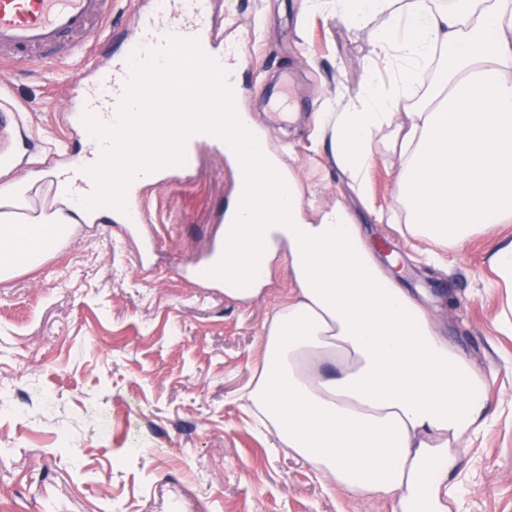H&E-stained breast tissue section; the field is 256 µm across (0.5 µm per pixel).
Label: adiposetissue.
<instances>
[{"instance_id": "1", "label": "adipose tissue", "mask_w": 512, "mask_h": 512, "mask_svg": "<svg viewBox=\"0 0 512 512\" xmlns=\"http://www.w3.org/2000/svg\"><path fill=\"white\" fill-rule=\"evenodd\" d=\"M372 46L369 82L319 128L363 189L375 138L405 114L399 201L438 267L492 224L512 223V0H336ZM248 210L229 204L214 277L264 278L287 249L296 294L264 325L248 400L277 439L348 497L391 512H447L459 448L487 424L489 380L375 260L344 205H305L296 173L245 155Z\"/></svg>"}]
</instances>
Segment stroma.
I'll return each instance as SVG.
<instances>
[{"mask_svg": "<svg viewBox=\"0 0 512 512\" xmlns=\"http://www.w3.org/2000/svg\"><path fill=\"white\" fill-rule=\"evenodd\" d=\"M301 3L212 0L225 41L243 49L240 105L294 168L304 201L346 206L381 266L491 378L495 421L448 483L462 512H512V334L499 325L512 292L497 287L492 263L512 224L472 238L442 269L421 262L423 242L377 221L399 207L385 138L362 199L314 125L361 93L370 44L334 0ZM284 71L291 115L274 125L266 87ZM72 75L59 61L0 70V105L20 114L0 153L16 160L9 178L36 193L67 162L54 153L59 137L72 154L88 147L85 128L58 110ZM234 187L223 151L202 145L189 175L145 185L139 233L106 219L81 225L40 267L0 281V405L19 409L0 414V512H390L328 488L252 417L263 325L292 282L282 252L255 295L197 277ZM145 236L156 240L147 257Z\"/></svg>", "mask_w": 512, "mask_h": 512, "instance_id": "35a3bbf8", "label": "stroma"}]
</instances>
